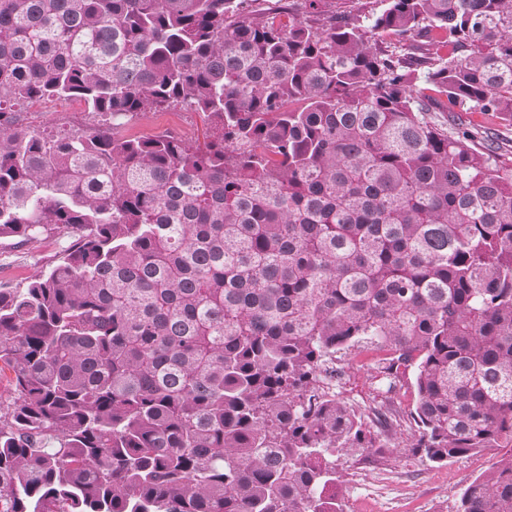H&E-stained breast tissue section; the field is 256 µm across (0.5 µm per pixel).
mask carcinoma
I'll list each match as a JSON object with an SVG mask.
<instances>
[{"instance_id":"cac0c4a2","label":"carcinoma","mask_w":512,"mask_h":512,"mask_svg":"<svg viewBox=\"0 0 512 512\" xmlns=\"http://www.w3.org/2000/svg\"><path fill=\"white\" fill-rule=\"evenodd\" d=\"M248 2L0 0V239L74 236L0 288V512H344L403 426L508 449L456 512H512V167L462 116L512 121V0ZM69 97L102 125L27 122ZM171 107L204 141L114 134ZM374 361L371 353H348L341 362L345 367L343 380L336 387V394L340 398L353 402L367 411L379 407L384 396L376 389L372 379Z\"/></svg>"}]
</instances>
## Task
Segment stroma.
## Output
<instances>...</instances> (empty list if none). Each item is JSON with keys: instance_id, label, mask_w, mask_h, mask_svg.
<instances>
[{"instance_id": "1", "label": "stroma", "mask_w": 512, "mask_h": 512, "mask_svg": "<svg viewBox=\"0 0 512 512\" xmlns=\"http://www.w3.org/2000/svg\"><path fill=\"white\" fill-rule=\"evenodd\" d=\"M203 130L201 114L171 108L142 113L120 127L118 134L136 138L171 132L194 141ZM70 240V235L57 230L21 246L0 239V288L25 286ZM373 363V355L348 353L337 395L366 410L379 406L382 395L372 379ZM497 459V453L483 452L436 468L407 449L391 454L382 465L343 455L338 460L344 474L339 494L345 512H455L462 485L488 472Z\"/></svg>"}]
</instances>
